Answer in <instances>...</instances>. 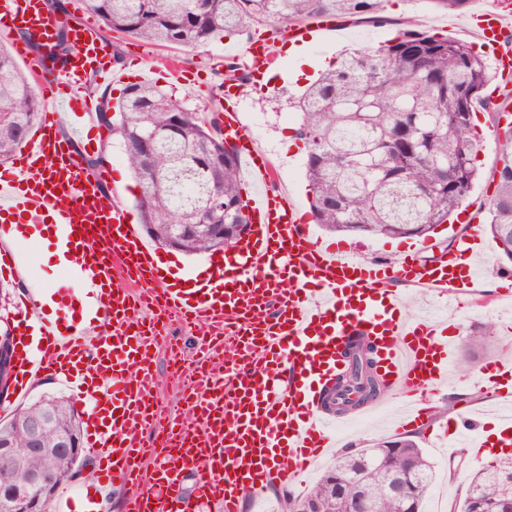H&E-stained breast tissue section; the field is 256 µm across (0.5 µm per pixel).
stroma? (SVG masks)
I'll return each mask as SVG.
<instances>
[{"instance_id": "obj_1", "label": "stroma", "mask_w": 512, "mask_h": 512, "mask_svg": "<svg viewBox=\"0 0 512 512\" xmlns=\"http://www.w3.org/2000/svg\"><path fill=\"white\" fill-rule=\"evenodd\" d=\"M404 7L399 12V19L414 18L421 29L439 34H447L459 40L475 43L479 37L469 23V16L480 10L493 8L494 0H471L465 12L444 13L435 8L430 0H402ZM392 26H376L369 22L346 21L340 33L326 32L318 34L316 44L310 45L308 53L313 62L310 74L299 77L298 81L281 80L267 85L249 84L238 102L240 120L243 126H250L253 118L262 121L263 137L257 146L267 158L279 190L288 194L300 205L308 208L309 193L305 179V150L295 154L284 151L288 137L292 135V124L285 116L294 112L295 103L306 87L324 70L327 61L336 59L347 49L376 47L390 39ZM109 42L116 44L124 57L123 71L126 81L115 82L105 86L108 97L118 98L125 83H137L142 78L165 88L184 108L206 112L207 102L222 81L220 74L223 61H240L242 52L249 41L265 40L275 52L273 70L287 71L291 59L285 47L288 43L284 25L269 26L256 22L249 23L245 30L234 37L217 38L197 49L181 47L161 48L139 41L131 36L107 32ZM178 59L182 69L198 74L199 87L187 91L175 81L165 78L164 71L169 59ZM477 130L481 137L477 162L481 176L465 206L477 218L478 227L486 225L485 204L495 190L493 167L497 151L496 130L492 125L490 113H478L475 118ZM108 161L112 163L114 174L107 190L109 202L120 203L130 214L132 223H140L141 214L136 205L141 189L133 173L128 172L123 151H110ZM310 233L322 244L358 246L359 257L380 263L396 262L402 257L407 247L418 249L420 259L432 258L437 251L454 249L457 241L466 233V227L457 222L442 225L426 240L413 243L407 239L366 238L353 235H334L323 230L318 224H311ZM20 254L26 256L38 278L45 287L56 286L60 281L59 266L54 260L55 247L52 236H45L38 243H20ZM491 274L481 290L483 308L471 305V295H463L456 308H448L446 299L436 294L416 288H407L404 314L412 319H436L444 321L447 327V339L454 348L453 359L448 371V382L435 388L428 396L429 414L427 418L411 428L425 455L431 462L435 482L431 496L441 502L444 508H451L462 501L467 490V479L482 469V462L469 459L468 450L458 447L455 456H448L445 443L437 437L445 421L457 418L463 410L477 412L479 423L494 422L492 413L494 403L492 387L482 389L470 386L466 375L469 372L496 367L512 350V315L501 312L496 300L498 287L512 283V264L499 259L494 244H487L483 256ZM494 325L496 334L488 350H471L467 347L469 335L485 325ZM402 406V396L398 391L387 390L382 395V402L375 410H353L349 413L347 426L337 434V449L353 450L368 447L379 439H391L402 436L403 430L397 425V416ZM336 451L328 453L315 465L311 466L303 483L294 486H274L267 489L260 498H244L241 512H278L283 498L303 497L308 494L318 477L333 462ZM456 468V477H449V468Z\"/></svg>"}]
</instances>
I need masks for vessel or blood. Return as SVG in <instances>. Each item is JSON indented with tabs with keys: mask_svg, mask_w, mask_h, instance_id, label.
<instances>
[{
	"mask_svg": "<svg viewBox=\"0 0 512 512\" xmlns=\"http://www.w3.org/2000/svg\"><path fill=\"white\" fill-rule=\"evenodd\" d=\"M473 25L503 78L494 98L511 107L512 0H498ZM17 29L26 35L17 52L51 105L28 150L0 174V267L28 281L22 313L27 327L39 330L36 347L16 344L15 390L49 372L67 377L88 417L101 479L135 489L127 512H240L246 496L297 483L335 445L319 401L344 372L345 352L358 336L373 345L384 387L405 399L399 423L426 416L427 394L446 381L452 349L439 321L402 315L395 284L436 287L452 297L467 292L488 273L479 232L434 259L413 252L392 265L322 246L294 200L265 189L269 164L246 135L233 98L216 95L208 106L220 134L262 186L247 200L258 232L235 252L208 258L209 288L171 287L128 212L106 202L110 166H85L95 107L80 92L88 79H116L109 43L95 23L82 22L69 33L71 55L55 60V25L42 0H0V35ZM14 217L54 228L57 247L70 255V285L84 286L91 299L89 322L62 324L44 313V286L16 261V242L5 235ZM151 300L160 315L208 333L205 358L186 377V410L175 415L163 412L154 394V353L171 339L165 326L141 317ZM448 445L470 448L476 460L492 451L468 417L456 421ZM149 447L156 454L147 474ZM185 472L198 475L191 496L181 487Z\"/></svg>",
	"mask_w": 512,
	"mask_h": 512,
	"instance_id": "b4317fda",
	"label": "vessel or blood"
}]
</instances>
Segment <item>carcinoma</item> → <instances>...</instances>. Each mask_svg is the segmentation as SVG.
Wrapping results in <instances>:
<instances>
[{"label": "carcinoma", "instance_id": "obj_1", "mask_svg": "<svg viewBox=\"0 0 512 512\" xmlns=\"http://www.w3.org/2000/svg\"><path fill=\"white\" fill-rule=\"evenodd\" d=\"M383 0H95L92 13L110 30L146 43L195 49L216 37L237 34L247 23H293L337 17L383 24ZM71 16L57 20L54 57L70 55ZM488 67L472 46L417 28L408 20L394 43L357 50L324 72L298 102L294 139L303 143L305 176L315 223L332 233L427 239L463 205L479 179L474 114L485 99ZM101 111L118 135L124 158L141 189L137 206L148 235L162 245L174 225L188 254L214 252L235 243L237 226L250 221L242 195L236 149L226 147L216 120H200L172 95L150 83L127 85L117 101L101 95ZM40 98L26 74L0 46V163L8 161L38 120ZM224 151V166L216 152ZM487 201L488 230L499 256L512 261V127L506 126ZM222 224L224 232H202ZM346 374L324 398L345 411L338 393L355 390L374 399L383 392L373 348L357 339L346 352ZM44 416L45 452L22 457L20 469L71 479L77 460L57 451L59 436L83 441L75 402L53 396L23 407L0 424V444H30L26 420ZM413 459V482L431 491L433 471L409 436L345 451L310 493L284 501L282 512H335L341 508L333 475H345L344 497L364 495L372 512H401L391 497L392 478L403 458ZM455 512H512V455L474 473Z\"/></svg>", "mask_w": 512, "mask_h": 512}]
</instances>
